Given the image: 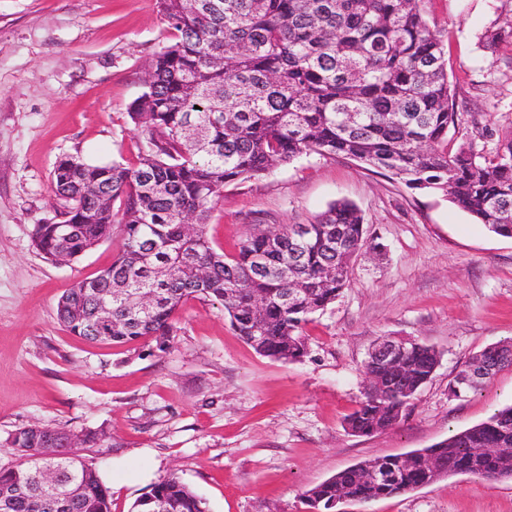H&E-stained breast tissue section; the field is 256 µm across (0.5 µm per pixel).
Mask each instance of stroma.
Segmentation results:
<instances>
[{"label":"stroma","instance_id":"35a3bbf8","mask_svg":"<svg viewBox=\"0 0 512 512\" xmlns=\"http://www.w3.org/2000/svg\"><path fill=\"white\" fill-rule=\"evenodd\" d=\"M440 32L460 122L452 146L488 149L512 133V43L490 56L479 37L512 18V0H423ZM175 30L159 0H0V467L10 439L38 424L104 431L81 455L103 477L112 512H131L174 474L209 512H307L303 493L378 456L427 448L512 404V366L466 397L448 383L482 348L512 342V238L442 193L385 171L308 152L225 186L206 235L233 253L257 224H309L346 200L371 244L349 285L303 329L307 352L284 363L237 336L223 306L188 299L165 349L154 338L90 345L57 320L75 281L108 266L121 237L79 260H47L35 225L60 221L52 174L61 158L134 163L128 116L147 65ZM387 336L434 347L441 360L408 414L357 436L345 419L366 387L369 350ZM347 512H512V480L454 475Z\"/></svg>","mask_w":512,"mask_h":512}]
</instances>
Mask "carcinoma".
I'll return each mask as SVG.
<instances>
[{"label":"carcinoma","mask_w":512,"mask_h":512,"mask_svg":"<svg viewBox=\"0 0 512 512\" xmlns=\"http://www.w3.org/2000/svg\"><path fill=\"white\" fill-rule=\"evenodd\" d=\"M422 0H160L177 41L152 58L145 90L129 116L143 147L134 164L60 159L53 188L65 202L62 220L37 224L33 244L45 258L69 263L112 237L122 242L112 263L64 291L59 321L91 343L124 345L153 336L163 342L190 298L224 306L233 330L258 354L297 361L303 327L334 302L351 277V262L368 247L363 221L348 202L317 221L283 225L278 248L264 224L224 253L205 233L224 186L244 181L313 151L341 154L382 169L412 189L440 191L493 233L512 237V134L491 152L454 149L448 135L459 112L445 67L443 41L431 30ZM512 41V23L488 27L481 46L495 52ZM154 295L150 311L120 295ZM401 372L372 361L366 375L383 381L365 390L346 423L354 434L382 432L402 418L432 377L439 353L413 342L399 355ZM496 374L512 365V349L489 346L464 368ZM50 427L17 429L11 445L21 462L0 467V512H111L108 487L85 464L81 448L103 434L56 444L63 498L48 501L29 487L49 447ZM475 448H512V406L429 449L380 456L347 467L304 492L315 512H332L350 495L367 502L413 491L439 477L424 452L452 474L512 478V460L477 458ZM388 468L381 481L365 478ZM133 512H207L177 475L153 484Z\"/></svg>","instance_id":"1"}]
</instances>
